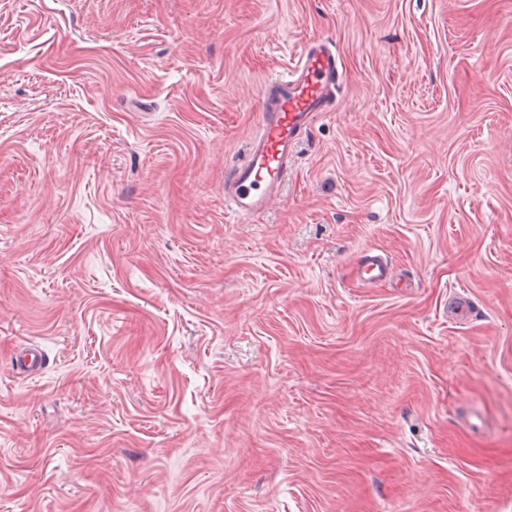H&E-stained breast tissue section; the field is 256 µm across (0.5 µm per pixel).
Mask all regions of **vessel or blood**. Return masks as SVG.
<instances>
[{
	"instance_id": "vessel-or-blood-1",
	"label": "vessel or blood",
	"mask_w": 512,
	"mask_h": 512,
	"mask_svg": "<svg viewBox=\"0 0 512 512\" xmlns=\"http://www.w3.org/2000/svg\"><path fill=\"white\" fill-rule=\"evenodd\" d=\"M343 67L331 42L316 40L284 74L262 86L258 125L243 161L224 173V202L240 222L265 214L282 194L298 147L317 118L332 111ZM390 276L381 256L365 257L359 277L379 284Z\"/></svg>"
}]
</instances>
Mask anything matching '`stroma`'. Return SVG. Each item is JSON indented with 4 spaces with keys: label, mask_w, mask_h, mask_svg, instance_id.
Masks as SVG:
<instances>
[{
    "label": "stroma",
    "mask_w": 512,
    "mask_h": 512,
    "mask_svg": "<svg viewBox=\"0 0 512 512\" xmlns=\"http://www.w3.org/2000/svg\"><path fill=\"white\" fill-rule=\"evenodd\" d=\"M316 37L336 107L237 223ZM0 512H512V0H0ZM342 79L334 46L318 39L262 85L246 156L224 172V203L238 222H253L281 196L300 143L322 113L332 112ZM390 276L387 263L379 255L366 256L359 268V277L367 284H379Z\"/></svg>",
    "instance_id": "1"
}]
</instances>
